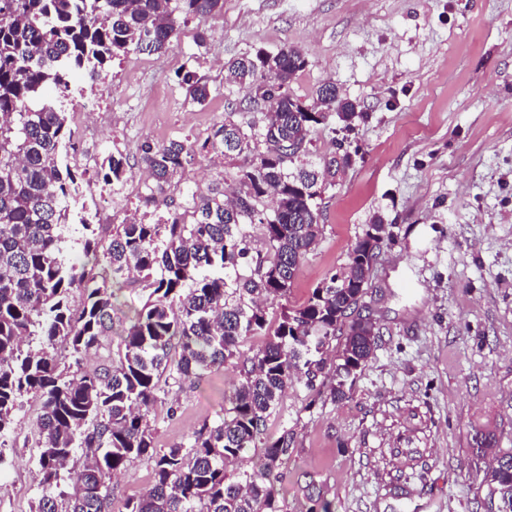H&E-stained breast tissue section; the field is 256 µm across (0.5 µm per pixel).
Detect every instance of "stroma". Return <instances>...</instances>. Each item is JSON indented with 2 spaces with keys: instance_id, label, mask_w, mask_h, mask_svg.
Instances as JSON below:
<instances>
[{
  "instance_id": "35a3bbf8",
  "label": "stroma",
  "mask_w": 512,
  "mask_h": 512,
  "mask_svg": "<svg viewBox=\"0 0 512 512\" xmlns=\"http://www.w3.org/2000/svg\"><path fill=\"white\" fill-rule=\"evenodd\" d=\"M222 3L205 46L191 21L164 54L114 61L115 121L73 124L75 142L135 164L145 141L204 140L243 96L224 63L299 48L307 64L291 94L307 100L331 81L366 117L348 135L358 154L324 195L322 236L291 304L342 270L375 217L396 239L370 272L362 304L376 348L346 399L313 402L298 385L267 419L270 436L294 434L285 508L308 512L318 496L332 512H497L484 477L512 448V0ZM183 70L209 79L208 105L186 102ZM238 379L228 364L170 385L151 414L159 447L223 421ZM18 419L0 512H30L34 500V402ZM151 482L150 464L131 461L112 480L110 512Z\"/></svg>"
}]
</instances>
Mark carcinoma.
Listing matches in <instances>:
<instances>
[{"label":"carcinoma","mask_w":512,"mask_h":512,"mask_svg":"<svg viewBox=\"0 0 512 512\" xmlns=\"http://www.w3.org/2000/svg\"><path fill=\"white\" fill-rule=\"evenodd\" d=\"M221 0H0V467L1 447L18 423L20 399L38 403L41 436L31 512H107L113 477L133 459L152 465V486L126 512H283L275 482L293 451V433L263 437L264 419L298 383L333 400L346 396L375 350L360 301L392 225L377 217L352 245L342 273L286 303L306 255L322 235L318 200L352 161L350 145L310 155L317 126L351 131L358 104L320 85L313 102L289 92L306 65L293 46L259 50L225 64V80L244 91L240 111L224 113L203 141L142 146L151 178L144 201L163 204L154 223L112 227L80 216L82 175L63 160L73 144L66 109L71 86L130 52L162 54L188 19L205 44ZM186 101L203 105L209 82L177 74ZM198 153L242 160L235 174L205 191L186 185ZM102 184L128 180V158L107 157ZM263 227L256 246L253 227ZM128 288L147 293L125 328L117 354L83 368L112 335V313ZM278 305L275 320L268 309ZM344 343L334 375L325 353ZM250 336L263 345L247 355ZM239 380L224 421L185 444L158 448L151 413L173 375L197 378L228 363ZM261 448L258 466L232 481L227 464ZM499 512H512V450L500 451L488 480Z\"/></svg>","instance_id":"obj_1"}]
</instances>
